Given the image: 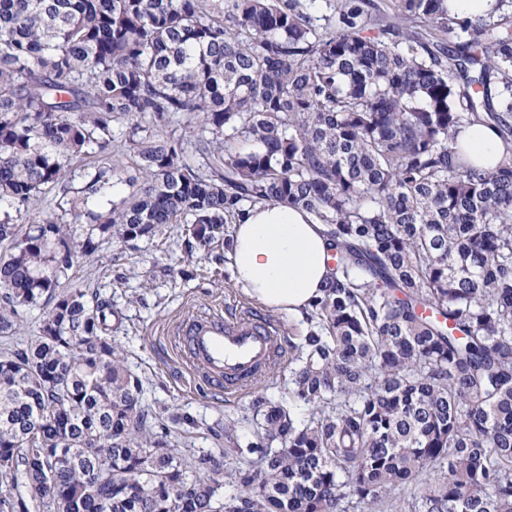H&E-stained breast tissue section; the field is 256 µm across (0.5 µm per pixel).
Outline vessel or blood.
Instances as JSON below:
<instances>
[{
    "label": "vessel or blood",
    "instance_id": "obj_1",
    "mask_svg": "<svg viewBox=\"0 0 512 512\" xmlns=\"http://www.w3.org/2000/svg\"><path fill=\"white\" fill-rule=\"evenodd\" d=\"M277 327L249 312L194 316L184 320L175 345L213 390L233 395L276 360Z\"/></svg>",
    "mask_w": 512,
    "mask_h": 512
}]
</instances>
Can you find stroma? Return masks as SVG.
<instances>
[{"instance_id":"1","label":"stroma","mask_w":512,"mask_h":512,"mask_svg":"<svg viewBox=\"0 0 512 512\" xmlns=\"http://www.w3.org/2000/svg\"><path fill=\"white\" fill-rule=\"evenodd\" d=\"M188 238V225L168 224L157 236L136 245L103 246L71 270L69 277L112 299L120 311L122 324L113 336L128 368L143 381L145 404L158 412L186 411L197 419L198 430L179 436V447L192 452L212 449L208 426L233 418L240 422V451L229 456L228 463L244 468L251 461L246 448L255 431L254 423L245 417L257 398L285 399L289 366L283 360L260 384L223 398L213 396L195 379L174 344L173 333L180 322L204 309L258 312L262 306L237 283L225 244L192 254L186 248Z\"/></svg>"}]
</instances>
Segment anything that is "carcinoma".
Wrapping results in <instances>:
<instances>
[{
  "mask_svg": "<svg viewBox=\"0 0 512 512\" xmlns=\"http://www.w3.org/2000/svg\"><path fill=\"white\" fill-rule=\"evenodd\" d=\"M0 0V512H348L413 485L423 512H512V0ZM511 157L471 165L460 129ZM125 128L115 130L114 124ZM185 124L187 138L166 130ZM138 157L121 177L112 148ZM194 146L203 163L184 160ZM83 187L73 191L76 177ZM132 188L107 198L115 182ZM55 189L70 220L36 208ZM277 203L326 225L334 276L258 399L246 469L190 463L112 337L60 279L114 239L189 251ZM29 217L27 227L19 216ZM42 310L21 349L18 318ZM435 482H419L426 469ZM25 480L31 495L12 492ZM498 0H448V10L458 18L489 17L497 13Z\"/></svg>",
  "mask_w": 512,
  "mask_h": 512,
  "instance_id": "obj_1",
  "label": "carcinoma"
}]
</instances>
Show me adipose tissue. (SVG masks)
Instances as JSON below:
<instances>
[{"label":"adipose tissue","mask_w":512,"mask_h":512,"mask_svg":"<svg viewBox=\"0 0 512 512\" xmlns=\"http://www.w3.org/2000/svg\"><path fill=\"white\" fill-rule=\"evenodd\" d=\"M459 144L479 166H496L506 156L495 128L484 123L462 129ZM228 256L237 283L251 298L289 315H303L330 282L325 227L301 208H247L234 226Z\"/></svg>","instance_id":"1"}]
</instances>
